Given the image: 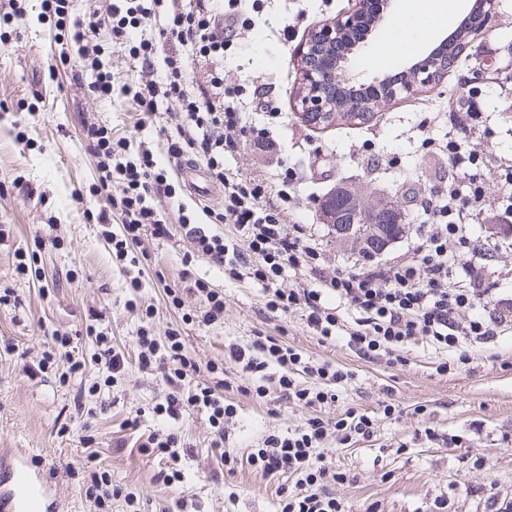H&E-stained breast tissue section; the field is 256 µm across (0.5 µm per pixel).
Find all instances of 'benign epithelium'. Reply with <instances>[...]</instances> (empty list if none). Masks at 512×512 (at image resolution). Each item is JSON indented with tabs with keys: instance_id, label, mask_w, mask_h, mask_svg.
Listing matches in <instances>:
<instances>
[{
	"instance_id": "obj_1",
	"label": "benign epithelium",
	"mask_w": 512,
	"mask_h": 512,
	"mask_svg": "<svg viewBox=\"0 0 512 512\" xmlns=\"http://www.w3.org/2000/svg\"><path fill=\"white\" fill-rule=\"evenodd\" d=\"M391 6L392 0H359L357 8L346 18L313 27L302 49L303 79L299 100L306 123L322 124L350 107L367 118L381 104L437 81L448 64L445 52H434L407 67L404 80L400 82L375 77L362 83L359 92L348 90L349 56L365 47L369 34L386 28ZM331 227L336 238L350 241L359 248L377 246L381 253L403 236V229L395 227L388 232V238H383L382 225L357 211L339 214Z\"/></svg>"
}]
</instances>
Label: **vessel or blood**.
I'll list each match as a JSON object with an SVG mask.
<instances>
[{
  "mask_svg": "<svg viewBox=\"0 0 512 512\" xmlns=\"http://www.w3.org/2000/svg\"><path fill=\"white\" fill-rule=\"evenodd\" d=\"M57 479L20 448H0V512H65Z\"/></svg>",
  "mask_w": 512,
  "mask_h": 512,
  "instance_id": "obj_1",
  "label": "vessel or blood"
}]
</instances>
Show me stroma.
<instances>
[{
  "mask_svg": "<svg viewBox=\"0 0 512 512\" xmlns=\"http://www.w3.org/2000/svg\"><path fill=\"white\" fill-rule=\"evenodd\" d=\"M355 0H243L237 38L224 55V83L236 90L231 105L246 115L247 143L225 156L235 174L265 178L269 187L291 185L290 214L307 224L319 246L325 274L352 266L357 250L337 241L320 219L319 203L336 184L363 199L386 196L407 214L404 236L389 246L379 263L412 256L416 228L425 219L422 199L448 181H467L469 171L453 167L446 154L425 148L423 129L441 139L455 136L477 154L480 175L497 180L512 165V0H501L497 14L473 40L471 55L458 56L437 86L382 104L372 121L318 129L302 119L298 97L299 48L312 27L350 11ZM39 0H23L19 12L0 20V289H11L15 305L0 306V448H28L45 460L57 477V494L68 512H94L81 492L76 473L94 462L109 471L112 512H129L126 492L137 496L140 512H279L276 488L285 476L263 477L246 458L270 434H287L307 418L329 421L347 410L368 413L375 421L371 438L343 443L328 434L325 462L349 474L336 485L351 512H430L435 497L466 482L468 494L451 496L448 512H484L486 501L512 493V336L477 344L471 362L439 372L440 357L427 346L404 348V365L358 357L343 340L324 341L299 313L274 316L261 285L225 278L205 258L196 273L224 294V318L204 325L184 322L169 305L168 291L182 293L186 307L202 310L200 300L184 291L182 257L189 246L179 234L144 237L148 254L139 266L122 268L101 237L96 214L107 205L96 195V161L87 150L84 125L108 127L113 137L132 143L154 141L173 123L174 105H162L151 123L140 125L131 98L93 96L91 73L73 76L61 68L62 41L53 21L40 15ZM382 35L371 36L350 66L370 78L402 71L408 49L394 45L378 59ZM488 58L505 71L506 81L488 85L475 78L477 58ZM22 182L16 190L14 182ZM505 205L490 196L466 234L472 250L456 255L454 272L464 279L494 285L499 297L512 298V243L495 241V225L506 223ZM32 252L34 271L14 272L16 249ZM140 276L139 292L127 286ZM136 299L154 315L141 321L126 307ZM102 318L100 330L127 357L126 371L104 386L107 370L92 362L97 347L86 334L90 310ZM149 324L158 337L179 330L188 355L223 365L231 388L227 402L236 413L226 425L228 446L238 458L224 473L213 448L207 416L197 410L178 419L154 413L169 391L160 371L139 369L136 336ZM68 334L75 356L86 358L82 375L61 381L57 367L37 371L50 331ZM277 337L303 356L351 371L353 379L337 388L334 403L309 407L278 398L240 393L251 374L229 355L249 344L256 333ZM101 384L100 393L75 404L81 387ZM455 437L445 446L428 440L426 430ZM153 430L178 433L186 451L178 467L181 483L166 486L157 473L158 457L134 450L140 435Z\"/></svg>",
  "mask_w": 512,
  "mask_h": 512,
  "instance_id": "obj_1",
  "label": "stroma"
}]
</instances>
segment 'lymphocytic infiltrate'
I'll return each instance as SVG.
<instances>
[{"label":"lymphocytic infiltrate","mask_w":512,"mask_h":512,"mask_svg":"<svg viewBox=\"0 0 512 512\" xmlns=\"http://www.w3.org/2000/svg\"><path fill=\"white\" fill-rule=\"evenodd\" d=\"M239 0H227L218 8L215 0H111L106 18L71 19L68 0H41L43 13L53 14L69 27V48L59 61L67 66L78 62L93 71L92 94L111 97L112 73L105 70L93 37L101 23H108L113 47L126 52L138 68L142 81L126 87L141 114L150 122L160 105L178 107L175 128L160 132L157 142L131 144L113 138L106 126L90 124L83 141L97 164L98 191L104 192L121 217L120 232H112L109 212H99L96 221L118 261H126L144 236L169 237L170 227L155 201L166 197L178 214L180 235L190 248L182 261L180 276L204 308L199 322L211 325L224 318V295L194 272L196 257L207 258L229 278L247 279L267 293L266 307L273 313L301 312L307 326L325 340L344 339L348 348L367 358H385L389 364L403 363L401 351L421 343L452 362H441L439 371L468 364L471 356L465 341L483 343L512 334V304L495 300L491 289L468 287L452 272L453 253L470 248L463 226L476 213L477 205L490 194L512 200V166H507L496 184L472 176L465 183L434 188L423 204L427 217L419 243L410 259L385 268L362 261L354 269H340L319 277L314 287L283 290L277 283L285 270L312 272L319 252L306 225L288 215L286 190L269 191L263 180L229 175L225 155L237 152L247 134L244 116L224 103V53L234 41L226 35V23L236 22L234 8ZM153 20L159 33H140L145 20ZM208 67L207 79L199 85L188 82L192 65ZM185 156L194 157L218 182L224 194L219 208H203V221H195L176 199V188L163 163ZM219 224L233 225L235 241L216 232ZM231 356L245 370L266 374L277 365L275 381L281 398L307 406L334 403L335 385L352 377L351 372L328 363L305 360L296 349L276 337L256 334L247 347L231 349ZM137 362L143 369H160L170 386L155 411L177 418L189 408L204 412L213 430L212 447L222 449L226 468L237 458L223 448L224 424L236 412L224 399V369L215 363L200 365L185 351L179 331H170L158 343L152 328L141 327L137 339ZM207 370L210 382L180 393L179 384ZM303 371L310 379L303 385L294 377ZM371 416L348 410L335 425L321 417L307 419L300 429L285 436H267L264 445L247 458L263 476L288 472L297 475L295 486H281L280 512H349L347 504L332 492L333 483L346 482V473L333 470L319 450L328 432L339 440L370 437Z\"/></svg>","instance_id":"lymphocytic-infiltrate-1"}]
</instances>
